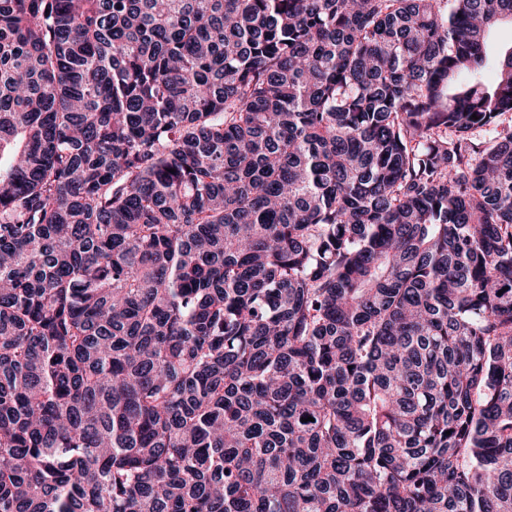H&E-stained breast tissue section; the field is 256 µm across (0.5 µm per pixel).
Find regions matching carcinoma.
I'll return each instance as SVG.
<instances>
[{"instance_id": "obj_1", "label": "carcinoma", "mask_w": 512, "mask_h": 512, "mask_svg": "<svg viewBox=\"0 0 512 512\" xmlns=\"http://www.w3.org/2000/svg\"><path fill=\"white\" fill-rule=\"evenodd\" d=\"M506 20L0 0V512H512Z\"/></svg>"}]
</instances>
